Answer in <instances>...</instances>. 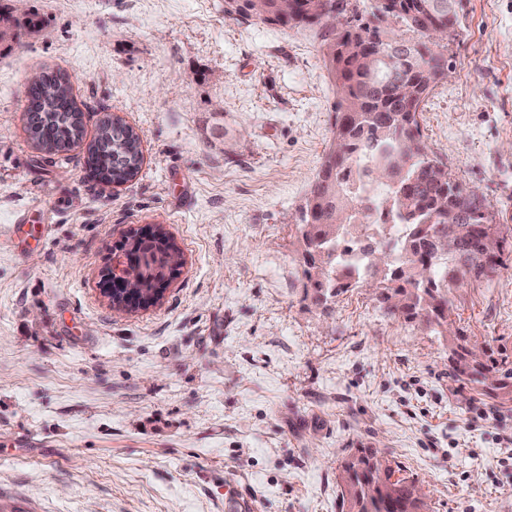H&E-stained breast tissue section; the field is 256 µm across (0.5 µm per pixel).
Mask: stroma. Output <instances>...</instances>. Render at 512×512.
Masks as SVG:
<instances>
[{
  "label": "stroma",
  "mask_w": 512,
  "mask_h": 512,
  "mask_svg": "<svg viewBox=\"0 0 512 512\" xmlns=\"http://www.w3.org/2000/svg\"><path fill=\"white\" fill-rule=\"evenodd\" d=\"M0 53V498L29 512H339L338 468L378 448L430 512H512V400L455 375L445 341L369 288L317 309L295 224L332 133L321 27L228 17L224 0H25ZM449 76L420 114L430 153L512 234V0H463ZM60 70L86 141L25 128L30 74ZM107 113L140 134L137 178L85 144ZM226 133H212L216 124ZM164 225L184 263L161 302L117 312L102 274ZM452 331L512 363V257L458 289Z\"/></svg>",
  "instance_id": "35a3bbf8"
}]
</instances>
